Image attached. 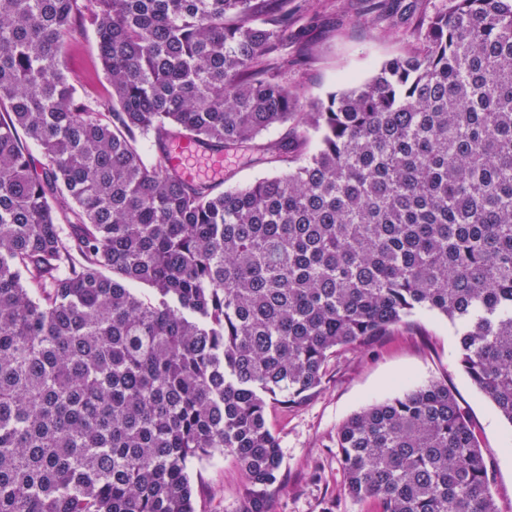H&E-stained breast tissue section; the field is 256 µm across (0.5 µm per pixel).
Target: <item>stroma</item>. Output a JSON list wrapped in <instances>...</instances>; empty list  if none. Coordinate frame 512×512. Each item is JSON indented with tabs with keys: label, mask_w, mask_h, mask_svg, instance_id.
Instances as JSON below:
<instances>
[{
	"label": "stroma",
	"mask_w": 512,
	"mask_h": 512,
	"mask_svg": "<svg viewBox=\"0 0 512 512\" xmlns=\"http://www.w3.org/2000/svg\"><path fill=\"white\" fill-rule=\"evenodd\" d=\"M446 0H313L288 29L287 80L302 101L326 97L348 81L364 82L386 60L410 50L418 25ZM93 33L67 55V65L84 86L104 91L94 69ZM273 165L252 153L224 155L218 190L274 174ZM447 381L487 451L490 490L500 512H512V425L470 382L457 360L454 328L442 319L418 315L396 326L378 344L347 349L332 358L320 389L301 405L272 406L268 420L282 442V482L274 512H376L372 501L343 491L336 432L365 405L431 380ZM197 512H239L244 478L229 456L198 463L192 473Z\"/></svg>",
	"instance_id": "1"
}]
</instances>
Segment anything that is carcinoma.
<instances>
[{
	"label": "carcinoma",
	"mask_w": 512,
	"mask_h": 512,
	"mask_svg": "<svg viewBox=\"0 0 512 512\" xmlns=\"http://www.w3.org/2000/svg\"><path fill=\"white\" fill-rule=\"evenodd\" d=\"M295 0H0V512H196L231 456L273 512L270 403L406 319L512 425V0H448L419 47L298 111ZM97 37L108 88L66 52ZM285 169L214 193L173 143ZM38 146L36 169L19 133ZM344 491L379 512H498L444 381L336 432Z\"/></svg>",
	"instance_id": "cac0c4a2"
}]
</instances>
